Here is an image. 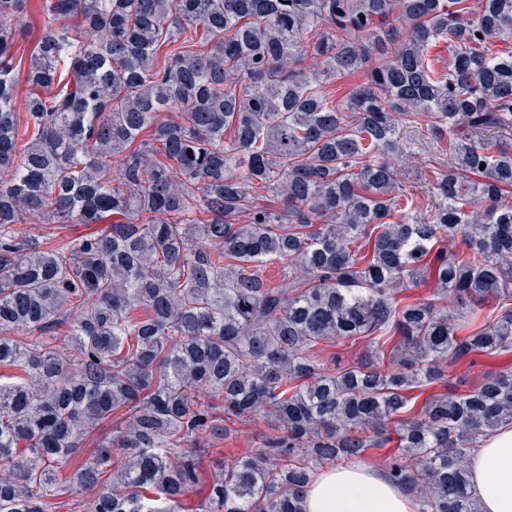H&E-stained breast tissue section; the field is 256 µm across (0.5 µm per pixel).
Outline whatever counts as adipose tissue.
Returning a JSON list of instances; mask_svg holds the SVG:
<instances>
[{
	"mask_svg": "<svg viewBox=\"0 0 512 512\" xmlns=\"http://www.w3.org/2000/svg\"><path fill=\"white\" fill-rule=\"evenodd\" d=\"M471 490L482 512H512V428L481 439L470 456ZM306 512H414L408 492L359 462L320 472L305 494Z\"/></svg>",
	"mask_w": 512,
	"mask_h": 512,
	"instance_id": "adipose-tissue-1",
	"label": "adipose tissue"
}]
</instances>
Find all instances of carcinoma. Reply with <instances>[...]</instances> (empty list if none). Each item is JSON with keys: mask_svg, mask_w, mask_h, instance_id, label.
I'll list each match as a JSON object with an SVG mask.
<instances>
[{"mask_svg": "<svg viewBox=\"0 0 512 512\" xmlns=\"http://www.w3.org/2000/svg\"><path fill=\"white\" fill-rule=\"evenodd\" d=\"M26 4L0 0V512H50L61 478L94 491L76 512H304L319 470L393 441L415 512H481L468 459L512 427V366L412 392L512 353V0H43L24 68ZM422 126L453 145L429 207L388 159ZM257 414L204 481V436ZM508 362L512 363V353L504 358L485 359L484 357L465 358L463 360L442 365L443 373L448 380V387L460 392L472 390L482 379L484 373ZM245 419L246 421L243 423L237 422L239 433L233 434L225 440L211 442L212 446L216 448L211 455L212 458L236 457L244 454L259 446L262 436L270 432V425L262 415Z\"/></svg>", "mask_w": 512, "mask_h": 512, "instance_id": "carcinoma-1", "label": "carcinoma"}]
</instances>
